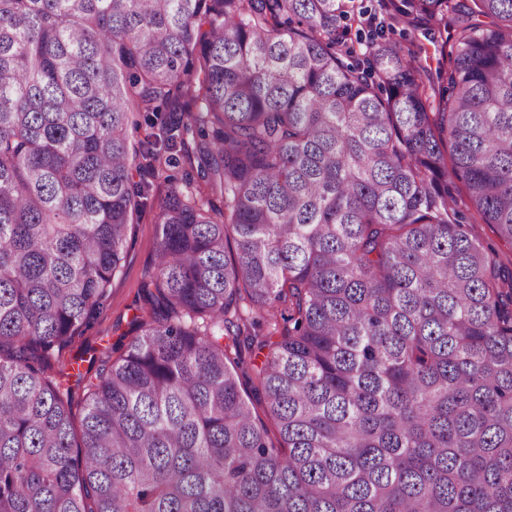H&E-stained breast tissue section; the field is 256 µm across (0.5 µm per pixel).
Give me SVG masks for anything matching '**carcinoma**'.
<instances>
[{
  "label": "carcinoma",
  "instance_id": "obj_1",
  "mask_svg": "<svg viewBox=\"0 0 512 512\" xmlns=\"http://www.w3.org/2000/svg\"><path fill=\"white\" fill-rule=\"evenodd\" d=\"M378 8L455 18L446 93L380 29L354 59L364 0H0V512H512V272L448 191L512 244V0ZM164 113L203 185L125 350L55 370Z\"/></svg>",
  "mask_w": 512,
  "mask_h": 512
}]
</instances>
